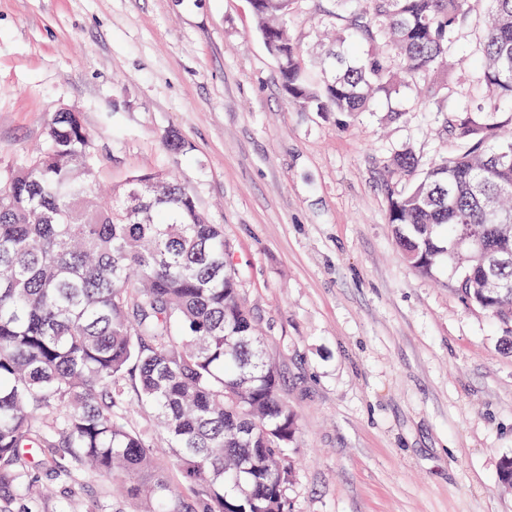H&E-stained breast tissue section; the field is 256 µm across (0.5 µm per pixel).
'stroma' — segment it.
I'll use <instances>...</instances> for the list:
<instances>
[{
  "label": "stroma",
  "instance_id": "35a3bbf8",
  "mask_svg": "<svg viewBox=\"0 0 512 512\" xmlns=\"http://www.w3.org/2000/svg\"><path fill=\"white\" fill-rule=\"evenodd\" d=\"M329 0L288 21L307 64ZM380 98L355 127L288 104L250 0H0V166L80 112L100 182L172 173L235 248L240 292L297 415L292 512H512V354L484 311L419 275L383 166L455 151L442 115ZM183 153L165 148L170 134ZM31 464L40 512H131L109 477Z\"/></svg>",
  "mask_w": 512,
  "mask_h": 512
}]
</instances>
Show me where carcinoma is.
<instances>
[{
  "label": "carcinoma",
  "instance_id": "obj_1",
  "mask_svg": "<svg viewBox=\"0 0 512 512\" xmlns=\"http://www.w3.org/2000/svg\"><path fill=\"white\" fill-rule=\"evenodd\" d=\"M298 0H255L282 65L286 100L334 112L348 129L381 96L407 89L442 113L456 66L472 85L446 119L461 149L425 161L405 148L384 164L387 223L421 275L450 271L468 305L512 329V0H331L346 35L305 65L286 21ZM476 25L474 54L457 32ZM102 198L98 154L78 112H58L41 151L0 169V489L37 505L27 454L61 452L112 478L132 512H290L288 450L298 427L281 375L239 288L231 243L193 195ZM486 244L485 254L467 248ZM502 284L482 287L485 275ZM134 380L128 386L127 380ZM149 408L192 494L172 503L130 412Z\"/></svg>",
  "mask_w": 512,
  "mask_h": 512
}]
</instances>
